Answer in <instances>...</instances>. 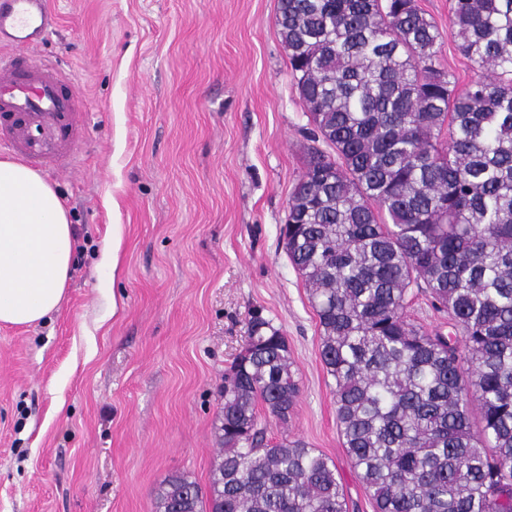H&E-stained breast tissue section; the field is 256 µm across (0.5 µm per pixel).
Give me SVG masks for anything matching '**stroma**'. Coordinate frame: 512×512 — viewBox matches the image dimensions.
Returning <instances> with one entry per match:
<instances>
[{
    "mask_svg": "<svg viewBox=\"0 0 512 512\" xmlns=\"http://www.w3.org/2000/svg\"><path fill=\"white\" fill-rule=\"evenodd\" d=\"M438 63L474 77L451 0H417ZM42 59L89 117L51 176L77 246L65 297L35 327L0 325V512H155L171 474L208 486L224 371L251 311L288 339L300 396L269 436L336 466L349 512H374L342 444L320 327L280 229L317 143L278 0H50ZM116 269L100 267L113 232Z\"/></svg>",
    "mask_w": 512,
    "mask_h": 512,
    "instance_id": "1",
    "label": "stroma"
}]
</instances>
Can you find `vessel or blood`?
<instances>
[{
  "instance_id": "b4317fda",
  "label": "vessel or blood",
  "mask_w": 512,
  "mask_h": 512,
  "mask_svg": "<svg viewBox=\"0 0 512 512\" xmlns=\"http://www.w3.org/2000/svg\"><path fill=\"white\" fill-rule=\"evenodd\" d=\"M49 0H7L0 7V44L35 46L52 32ZM75 78L54 66L0 55V149L47 172L68 167L86 136Z\"/></svg>"
}]
</instances>
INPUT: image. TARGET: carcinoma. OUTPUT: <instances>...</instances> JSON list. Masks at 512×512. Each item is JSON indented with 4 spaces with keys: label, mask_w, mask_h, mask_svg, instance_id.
I'll use <instances>...</instances> for the list:
<instances>
[{
    "label": "carcinoma",
    "mask_w": 512,
    "mask_h": 512,
    "mask_svg": "<svg viewBox=\"0 0 512 512\" xmlns=\"http://www.w3.org/2000/svg\"><path fill=\"white\" fill-rule=\"evenodd\" d=\"M461 91L416 0H278L313 136L281 229L322 330L343 447L375 512H512V0H453ZM450 331L407 317L415 293ZM300 395L260 312L224 373L208 489L164 480L159 512H347L333 462L273 443ZM478 418H473V411Z\"/></svg>",
    "instance_id": "cac0c4a2"
}]
</instances>
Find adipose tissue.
<instances>
[{
  "mask_svg": "<svg viewBox=\"0 0 512 512\" xmlns=\"http://www.w3.org/2000/svg\"><path fill=\"white\" fill-rule=\"evenodd\" d=\"M74 251L57 189L23 163L0 159V324L35 326L57 311Z\"/></svg>",
  "mask_w": 512,
  "mask_h": 512,
  "instance_id": "1",
  "label": "adipose tissue"
}]
</instances>
